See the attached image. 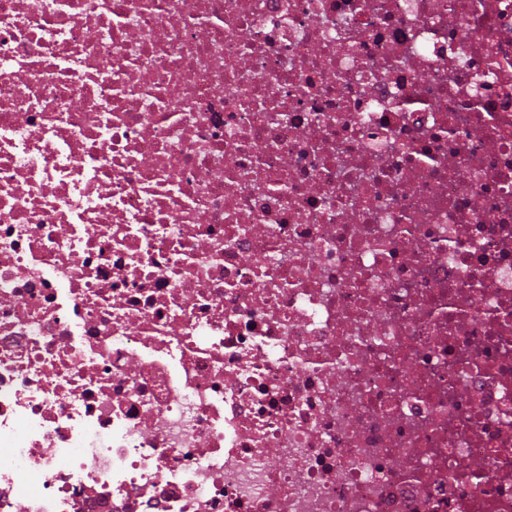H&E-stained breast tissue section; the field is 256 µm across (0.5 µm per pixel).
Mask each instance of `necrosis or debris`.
<instances>
[{"mask_svg": "<svg viewBox=\"0 0 512 512\" xmlns=\"http://www.w3.org/2000/svg\"><path fill=\"white\" fill-rule=\"evenodd\" d=\"M512 512V0H0V512Z\"/></svg>", "mask_w": 512, "mask_h": 512, "instance_id": "necrosis-or-debris-1", "label": "necrosis or debris"}]
</instances>
